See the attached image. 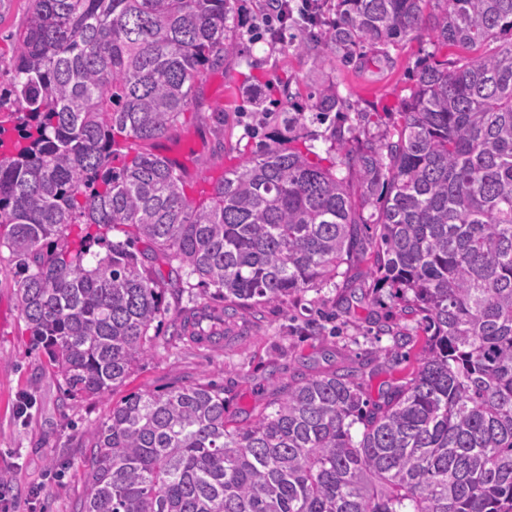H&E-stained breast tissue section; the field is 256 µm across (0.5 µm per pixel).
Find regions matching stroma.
Segmentation results:
<instances>
[{"instance_id":"stroma-1","label":"stroma","mask_w":512,"mask_h":512,"mask_svg":"<svg viewBox=\"0 0 512 512\" xmlns=\"http://www.w3.org/2000/svg\"><path fill=\"white\" fill-rule=\"evenodd\" d=\"M266 0H237L232 31L237 63L207 72L198 98L181 125L153 141V153L179 166L187 180L233 168L257 154L289 117L316 156L337 157L329 136L338 126L371 121L365 135L392 133L402 99L420 69L452 57L427 32L397 38L383 55L368 47L348 59L323 41L297 52L299 37L310 35L303 22L289 24L282 40L256 28ZM30 0H0V88L11 79V35L25 23ZM335 84L350 110L322 115L313 107L323 85ZM372 259L347 266V285L313 287L289 297L239 310L224 323V344L207 347L174 336L184 318L203 309H221L223 300L199 288L168 289L164 326L151 350L125 383L98 397L67 395L54 377L45 349L35 343L17 306V278L0 262V472L12 475L0 486V502L10 512H78L85 495V461L91 429L104 421L128 395L183 385L214 383L239 419L252 418L293 374L354 371L370 401H378L389 383L416 368L425 334L420 315L394 298L391 288H376ZM408 336L395 352L393 333Z\"/></svg>"}]
</instances>
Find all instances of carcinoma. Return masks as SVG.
Instances as JSON below:
<instances>
[{
	"label": "carcinoma",
	"mask_w": 512,
	"mask_h": 512,
	"mask_svg": "<svg viewBox=\"0 0 512 512\" xmlns=\"http://www.w3.org/2000/svg\"><path fill=\"white\" fill-rule=\"evenodd\" d=\"M32 4L0 92L16 116L15 137L0 131V249L70 397L123 383L164 322L139 242L229 317L371 255L427 333L375 403L350 371L298 374L245 425L211 384L125 398L90 432L80 512H512V0H336L320 38L346 57L421 29L464 56L420 72L391 135L360 144L338 126L323 166L290 117L198 198L145 146L236 62L232 0ZM314 108L347 104L328 86ZM209 318L176 335H212Z\"/></svg>",
	"instance_id": "obj_1"
}]
</instances>
